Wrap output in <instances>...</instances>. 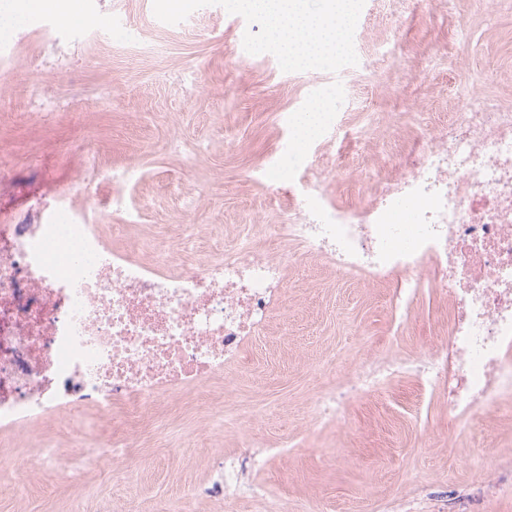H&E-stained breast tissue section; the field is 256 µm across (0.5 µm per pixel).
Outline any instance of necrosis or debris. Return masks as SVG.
<instances>
[{
    "instance_id": "obj_1",
    "label": "necrosis or debris",
    "mask_w": 512,
    "mask_h": 512,
    "mask_svg": "<svg viewBox=\"0 0 512 512\" xmlns=\"http://www.w3.org/2000/svg\"><path fill=\"white\" fill-rule=\"evenodd\" d=\"M396 175L360 206L326 198L329 175L304 192L317 205L289 208L270 236L299 243L332 272L393 282V308L408 320L426 287L452 301L448 338L421 357L365 359L347 390L407 373L468 418L512 398V101L471 95L395 161ZM125 225L88 223L52 200L0 216V428L24 430L52 413L62 422L94 410L128 449L155 427L161 399L245 368L248 344L283 309L291 256L240 239L207 258L155 243L110 246ZM512 493L500 467L455 512Z\"/></svg>"
}]
</instances>
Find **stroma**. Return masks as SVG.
I'll return each instance as SVG.
<instances>
[{
    "label": "stroma",
    "mask_w": 512,
    "mask_h": 512,
    "mask_svg": "<svg viewBox=\"0 0 512 512\" xmlns=\"http://www.w3.org/2000/svg\"><path fill=\"white\" fill-rule=\"evenodd\" d=\"M345 54L284 62L264 16L232 0H80L100 34L67 35L65 65L44 57L36 31L0 45V211L24 213L88 179L96 199L70 204L127 238L205 255L238 238L266 240L288 205L265 176L286 181L330 167L344 151L351 179L327 196L354 206L390 177L396 153L472 92L512 99V11L490 0H354ZM124 43L102 31L114 17ZM331 112L319 138L294 147L311 101ZM179 224L193 225L178 236ZM391 285L331 273L316 260L290 267L288 308L248 348L245 371L213 381L207 403L188 391L162 400L163 434H144L139 463L111 472L93 459L110 427L79 439L55 416L26 436L0 428V460L73 448L72 473L19 474L0 488V512H172L194 493L195 512H220L224 460L275 449L262 482L288 512H392L407 494L467 489L512 465V405L454 418L442 396L399 374L356 396L338 421L313 424L312 406L365 355H421L445 342L451 302L433 289L398 324Z\"/></svg>",
    "instance_id": "35a3bbf8"
}]
</instances>
